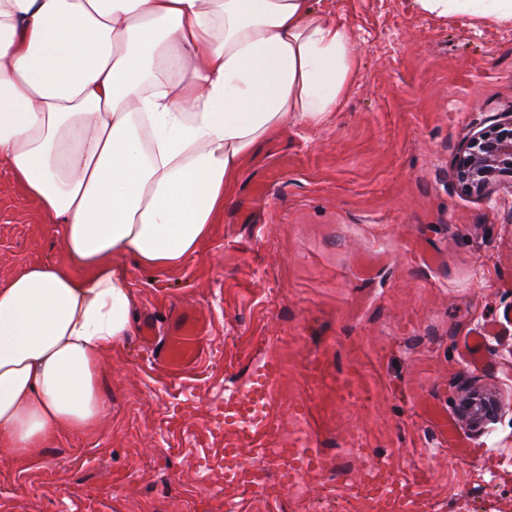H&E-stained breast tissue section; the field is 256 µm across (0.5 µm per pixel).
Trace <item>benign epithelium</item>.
Wrapping results in <instances>:
<instances>
[{"instance_id": "1", "label": "benign epithelium", "mask_w": 512, "mask_h": 512, "mask_svg": "<svg viewBox=\"0 0 512 512\" xmlns=\"http://www.w3.org/2000/svg\"><path fill=\"white\" fill-rule=\"evenodd\" d=\"M512 174V108L501 112L496 124L472 134L459 156L454 179L466 193L482 195L500 177ZM495 400L470 393L461 412L471 427L480 429L495 412Z\"/></svg>"}]
</instances>
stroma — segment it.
Returning a JSON list of instances; mask_svg holds the SVG:
<instances>
[{"label":"stroma","mask_w":512,"mask_h":512,"mask_svg":"<svg viewBox=\"0 0 512 512\" xmlns=\"http://www.w3.org/2000/svg\"><path fill=\"white\" fill-rule=\"evenodd\" d=\"M318 6L352 41L335 112L289 123L244 163L223 223L179 270H130L136 319L209 316L202 363L172 380L129 338L104 364L96 430L23 465L0 447V512H225L213 418L266 350L283 366L279 445L316 438L322 465L239 495L240 512H351L347 483L379 461L412 512H512V187L474 196L453 178L467 137L512 105V20L438 18L414 0ZM62 257L57 225L0 161V284ZM484 326L475 366L463 341ZM315 362L326 382L308 378ZM347 377L359 395L337 396ZM467 387L499 400L479 432L458 418ZM435 408L480 458L443 442Z\"/></svg>","instance_id":"obj_1"}]
</instances>
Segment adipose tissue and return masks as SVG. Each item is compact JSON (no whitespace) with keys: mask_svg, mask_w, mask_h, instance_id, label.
Returning a JSON list of instances; mask_svg holds the SVG:
<instances>
[{"mask_svg":"<svg viewBox=\"0 0 512 512\" xmlns=\"http://www.w3.org/2000/svg\"><path fill=\"white\" fill-rule=\"evenodd\" d=\"M512 20V0H415ZM351 38L314 0H0V161L64 258L0 285V446L38 457L107 410L137 332L129 268L172 272L224 217L241 163L335 112Z\"/></svg>","mask_w":512,"mask_h":512,"instance_id":"ef3b65f1","label":"adipose tissue"}]
</instances>
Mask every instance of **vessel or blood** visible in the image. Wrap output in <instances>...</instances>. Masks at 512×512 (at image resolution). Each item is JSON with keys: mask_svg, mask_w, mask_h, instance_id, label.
Listing matches in <instances>:
<instances>
[{"mask_svg": "<svg viewBox=\"0 0 512 512\" xmlns=\"http://www.w3.org/2000/svg\"><path fill=\"white\" fill-rule=\"evenodd\" d=\"M143 343L150 352V363L169 377H181L196 367L205 354L204 340L208 320L200 313H181L168 324L166 336L156 334L153 320L143 323ZM282 372V365L273 356H262L248 385L224 391V452L233 454L249 449L255 463L240 467L238 482L254 489L260 488L259 464L273 466L279 483H287L305 469L319 466L321 459L313 441H306L288 459H281L275 452L282 421L271 412L275 381ZM375 472L377 479L367 486L348 484L346 495L353 503L370 502L379 505L391 500L394 488L388 481L389 465L380 463Z\"/></svg>", "mask_w": 512, "mask_h": 512, "instance_id": "1", "label": "vessel or blood"}]
</instances>
